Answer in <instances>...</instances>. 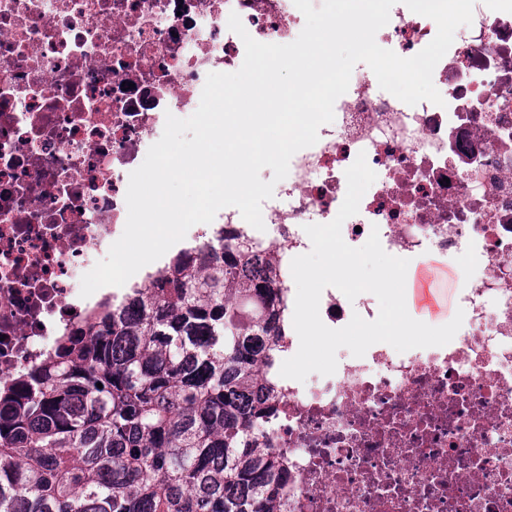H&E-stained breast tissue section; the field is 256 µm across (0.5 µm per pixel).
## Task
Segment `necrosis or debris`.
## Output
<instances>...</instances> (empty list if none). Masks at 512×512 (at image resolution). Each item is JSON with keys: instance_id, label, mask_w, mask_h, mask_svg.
Instances as JSON below:
<instances>
[{"instance_id": "1", "label": "necrosis or debris", "mask_w": 512, "mask_h": 512, "mask_svg": "<svg viewBox=\"0 0 512 512\" xmlns=\"http://www.w3.org/2000/svg\"><path fill=\"white\" fill-rule=\"evenodd\" d=\"M233 12L262 43L303 29L293 0H0L1 378L72 322L167 115L194 113L208 73L242 66ZM436 32L396 5L377 43L410 57ZM433 82L444 106H410L358 64L333 122L263 203L260 245L289 289L305 225L336 217L365 153L377 178L344 241L375 229L390 255L455 262L464 312L445 346L342 348L334 374L283 383L256 442L284 461L279 512H512V0H475ZM319 312L337 329L379 305L329 287Z\"/></svg>"}]
</instances>
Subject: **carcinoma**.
<instances>
[{
  "instance_id": "carcinoma-1",
  "label": "carcinoma",
  "mask_w": 512,
  "mask_h": 512,
  "mask_svg": "<svg viewBox=\"0 0 512 512\" xmlns=\"http://www.w3.org/2000/svg\"><path fill=\"white\" fill-rule=\"evenodd\" d=\"M283 289L219 227L0 388V512H275ZM102 387H97V384Z\"/></svg>"
}]
</instances>
